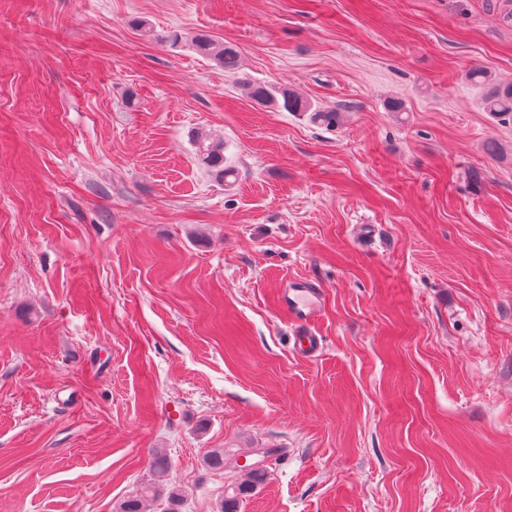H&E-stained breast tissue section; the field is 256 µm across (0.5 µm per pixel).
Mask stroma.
<instances>
[{
  "label": "stroma",
  "instance_id": "obj_1",
  "mask_svg": "<svg viewBox=\"0 0 512 512\" xmlns=\"http://www.w3.org/2000/svg\"><path fill=\"white\" fill-rule=\"evenodd\" d=\"M509 83L512 0H0V512H512ZM192 48L201 56L214 61L225 71L235 72L239 66L237 50L230 44L214 38L205 31L196 33L191 39ZM247 86L250 97L257 103L278 105L280 95L283 100L282 107L288 112H302L310 123L318 126L332 127L336 124V110L313 108L310 103L287 88L256 83H248ZM488 112L495 116H512V85L498 86L486 98ZM198 155L201 160L210 167L217 168L220 178L232 174L231 170H224V150L219 144L209 142L206 137L196 136ZM321 291L320 285L312 279L289 280L280 292V305L299 327L307 328L320 311ZM152 478L141 489L123 500L117 512H147L146 503H158L159 512H181L182 494L168 483L170 464L163 454H156L150 464ZM267 472L262 467L252 468L245 472L246 479L234 485L232 493H225L217 512H240V505L254 488L266 478Z\"/></svg>",
  "mask_w": 512,
  "mask_h": 512
}]
</instances>
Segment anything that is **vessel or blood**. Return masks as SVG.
I'll return each mask as SVG.
<instances>
[{
	"label": "vessel or blood",
	"instance_id": "obj_1",
	"mask_svg": "<svg viewBox=\"0 0 512 512\" xmlns=\"http://www.w3.org/2000/svg\"><path fill=\"white\" fill-rule=\"evenodd\" d=\"M279 301L301 328L294 338L297 351L305 356L314 355L321 347V339L310 331L309 326L321 308L320 285L307 278L290 280L281 290Z\"/></svg>",
	"mask_w": 512,
	"mask_h": 512
}]
</instances>
